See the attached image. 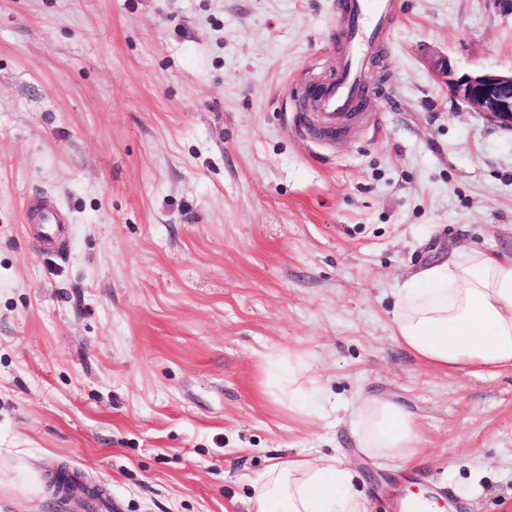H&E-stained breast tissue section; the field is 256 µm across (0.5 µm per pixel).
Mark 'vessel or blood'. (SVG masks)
<instances>
[{
  "instance_id": "obj_1",
  "label": "vessel or blood",
  "mask_w": 512,
  "mask_h": 512,
  "mask_svg": "<svg viewBox=\"0 0 512 512\" xmlns=\"http://www.w3.org/2000/svg\"><path fill=\"white\" fill-rule=\"evenodd\" d=\"M394 8V0H338L343 54L333 75L319 84L312 111L300 116V127L305 134L333 140L344 136L354 124L371 121L370 113L354 109L366 88L363 59L380 38ZM24 220L35 225L37 239L45 245H61L68 232L67 215L50 197L29 201L24 208Z\"/></svg>"
}]
</instances>
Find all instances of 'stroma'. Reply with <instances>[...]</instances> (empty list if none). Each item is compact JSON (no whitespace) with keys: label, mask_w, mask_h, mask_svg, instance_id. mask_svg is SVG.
I'll return each mask as SVG.
<instances>
[{"label":"stroma","mask_w":512,"mask_h":512,"mask_svg":"<svg viewBox=\"0 0 512 512\" xmlns=\"http://www.w3.org/2000/svg\"><path fill=\"white\" fill-rule=\"evenodd\" d=\"M341 52L336 0H0V512H56L62 467L118 512H248L274 460L331 455L368 512H512V368L435 370L392 322L420 267L512 254V134L439 73L511 70L512 11L396 0L375 123L316 142L301 77ZM45 194L62 254L23 222ZM290 354L306 415L269 373ZM365 394L414 418L416 463L360 451ZM305 372L303 359L288 355V366L283 368L277 384L282 394L288 396L289 409L297 413H307V398L318 391L317 382Z\"/></svg>","instance_id":"35a3bbf8"}]
</instances>
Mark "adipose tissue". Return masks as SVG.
I'll return each instance as SVG.
<instances>
[{"instance_id":"obj_1","label":"adipose tissue","mask_w":512,"mask_h":512,"mask_svg":"<svg viewBox=\"0 0 512 512\" xmlns=\"http://www.w3.org/2000/svg\"><path fill=\"white\" fill-rule=\"evenodd\" d=\"M393 336L419 360L445 372L512 368V256L471 249L429 263L394 292ZM278 387L289 409L307 412L317 392L301 357L288 359ZM361 449L403 461L416 454L414 419L398 404L361 396L350 419ZM250 512H367L355 474L334 456L273 463Z\"/></svg>"}]
</instances>
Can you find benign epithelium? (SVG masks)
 <instances>
[{
  "label": "benign epithelium",
  "mask_w": 512,
  "mask_h": 512,
  "mask_svg": "<svg viewBox=\"0 0 512 512\" xmlns=\"http://www.w3.org/2000/svg\"><path fill=\"white\" fill-rule=\"evenodd\" d=\"M442 74L448 78V88L462 102L476 108L491 124L512 132V71L455 72L449 63L441 64ZM91 485L78 477L68 485L58 487L62 493L58 512L71 497L84 494Z\"/></svg>",
  "instance_id": "benign-epithelium-1"
}]
</instances>
